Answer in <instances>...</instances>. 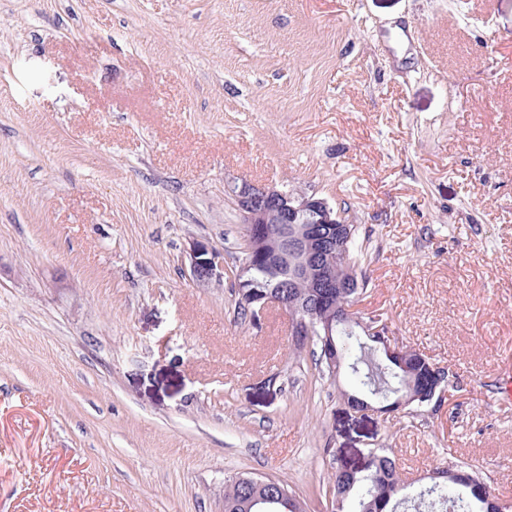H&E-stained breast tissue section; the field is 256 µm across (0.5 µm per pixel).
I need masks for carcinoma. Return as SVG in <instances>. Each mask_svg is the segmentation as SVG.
I'll return each instance as SVG.
<instances>
[{
	"label": "carcinoma",
	"mask_w": 512,
	"mask_h": 512,
	"mask_svg": "<svg viewBox=\"0 0 512 512\" xmlns=\"http://www.w3.org/2000/svg\"><path fill=\"white\" fill-rule=\"evenodd\" d=\"M354 243L353 239L348 243L347 264L359 284L354 292L357 296L363 293L367 280L357 272L362 253L354 250ZM249 275L267 285L282 279L257 258ZM336 348L340 358L349 361L354 382L366 388L379 404L390 406L411 390L420 395L414 400L417 405L442 401L441 394L448 386V372L431 364L417 351H402V358L408 362V369L402 370L388 357L382 344L371 339L363 341L342 324L336 328ZM258 482L260 479L244 474L229 480L224 489V512H248L247 505ZM476 488L491 494L482 477L459 461L448 466V477L436 490L427 493L418 507L428 512H448L450 508L455 512H486L487 505L477 497ZM403 490L399 459L392 449H373L361 470L336 467L330 489L331 512H398Z\"/></svg>",
	"instance_id": "1"
}]
</instances>
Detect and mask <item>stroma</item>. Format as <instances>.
I'll use <instances>...</instances> for the list:
<instances>
[{
	"label": "stroma",
	"mask_w": 512,
	"mask_h": 512,
	"mask_svg": "<svg viewBox=\"0 0 512 512\" xmlns=\"http://www.w3.org/2000/svg\"><path fill=\"white\" fill-rule=\"evenodd\" d=\"M242 180L356 226L441 404L354 411L241 318ZM511 366L512 0H0V512H224L237 474L330 512L373 448L512 504ZM193 276L202 283L209 282L213 278H223L224 255L221 252H214L208 261H193Z\"/></svg>",
	"instance_id": "obj_1"
}]
</instances>
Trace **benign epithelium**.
Listing matches in <instances>:
<instances>
[{
    "mask_svg": "<svg viewBox=\"0 0 512 512\" xmlns=\"http://www.w3.org/2000/svg\"><path fill=\"white\" fill-rule=\"evenodd\" d=\"M246 224L249 241L258 242L269 239L267 225L278 222L293 224L291 234L283 235L267 252L277 264L293 261L288 278V287L308 276L307 269L312 267L319 272L313 281L314 288H353L355 284L347 277L336 278V274L324 269L320 264V254L330 245H336V254L344 256L347 244L351 239V229L345 224L336 211L322 198L293 194L274 187H263L243 181L227 186ZM250 265L241 266L238 276V288L242 295L259 303L257 314H263L269 305H284L279 294L273 287L260 289V284L249 278ZM193 276L202 283L224 276V255L220 252L212 254L205 262H193ZM348 320L358 323L362 332L379 341L384 336L383 325L374 319H367L356 311L353 306L345 307ZM292 320L291 333L294 336H316L326 344L328 362L331 370H336V322L326 316L309 314L297 307L290 312Z\"/></svg>",
    "mask_w": 512,
    "mask_h": 512,
    "instance_id": "benign-epithelium-1",
    "label": "benign epithelium"
}]
</instances>
